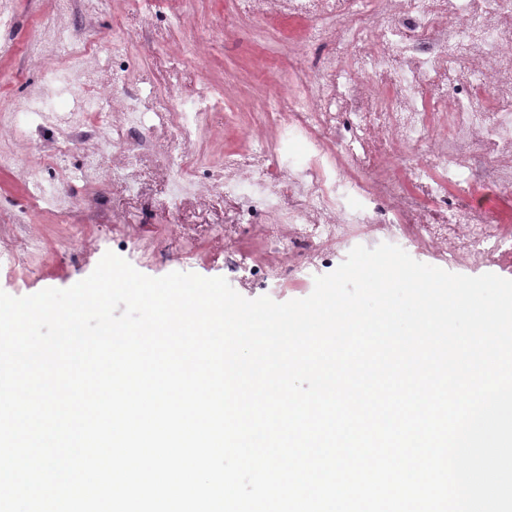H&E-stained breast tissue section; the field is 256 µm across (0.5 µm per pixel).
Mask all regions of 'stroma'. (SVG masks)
<instances>
[{"mask_svg":"<svg viewBox=\"0 0 512 512\" xmlns=\"http://www.w3.org/2000/svg\"><path fill=\"white\" fill-rule=\"evenodd\" d=\"M11 16L12 52H0V111L26 100L42 83L44 35L57 25H74L77 40L93 43L91 65L106 94L129 88L148 113L165 111L196 84L220 91L224 109L199 117L184 151L193 155L199 177L245 160L251 146L276 138L262 104L279 92L299 90L311 75L312 54L297 51L307 20L276 18L256 25L237 0H0ZM57 137L49 125L31 121L24 140L0 135V150L15 162L0 170V290L14 297L47 288L65 289L92 273L106 252L126 259L149 277L173 271L224 277L243 297L277 302L311 294L268 277L265 241L274 230L263 213L237 221L234 199L221 195L183 197L177 212L161 207L169 182L163 161L172 149L169 132L153 128V150L133 158L137 191L110 180L112 158L96 157L97 175L85 177L88 148L74 147L58 168L44 172L48 184L72 203L69 216L55 206L31 207L24 165L48 151ZM473 171L457 193L471 199L464 214L475 224L494 223L512 213V193L492 180L486 145L474 143ZM247 260L250 275L228 273L227 250Z\"/></svg>","mask_w":512,"mask_h":512,"instance_id":"1","label":"stroma"}]
</instances>
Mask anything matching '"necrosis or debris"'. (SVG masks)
<instances>
[{
  "label": "necrosis or debris",
  "instance_id": "1",
  "mask_svg": "<svg viewBox=\"0 0 512 512\" xmlns=\"http://www.w3.org/2000/svg\"><path fill=\"white\" fill-rule=\"evenodd\" d=\"M240 5L259 23L279 16L311 18L301 46L318 48L315 74L287 101L269 100L276 141L257 144L251 160L225 163L202 184L183 156H168L166 169L176 192L166 198L167 208L176 209L179 191L189 188L234 196L242 224L253 212H264L278 226L269 254L288 255L287 267L274 261L267 271L292 286L300 284L304 268L326 257L395 238L468 270L512 255V221L461 222L452 231L424 218L412 224L408 212L414 203L406 192L407 186H417L424 208L439 212L448 206L450 177L469 173L468 151L418 153V145L440 132L491 142L498 150L494 171L500 182L512 183V79L506 77L512 67V0H240ZM368 31L376 34L380 48L343 63L338 49L362 42ZM52 41L62 65L46 77L39 95L14 107L7 127L16 134L33 114L63 126L57 151L26 170L40 199L46 195L45 167L73 146L89 142L94 153L120 158L148 144L137 94L122 93L112 112L89 104L66 106L74 85L87 82L89 52L66 26L53 31ZM452 61L461 65V79L470 87L455 98L436 84ZM489 82L496 88L492 106L472 93ZM340 107L349 111L350 121H337ZM222 108V98L209 87L195 88L168 109L172 139L189 142L200 115ZM115 125L124 127L127 140L110 138ZM364 140L400 165L401 181L384 176L369 181L360 174L353 145Z\"/></svg>",
  "mask_w": 512,
  "mask_h": 512
}]
</instances>
